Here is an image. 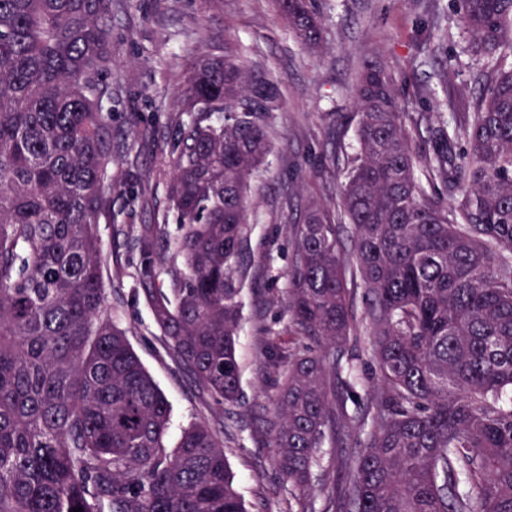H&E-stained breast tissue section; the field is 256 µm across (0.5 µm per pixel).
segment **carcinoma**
Here are the masks:
<instances>
[{"label":"carcinoma","mask_w":512,"mask_h":512,"mask_svg":"<svg viewBox=\"0 0 512 512\" xmlns=\"http://www.w3.org/2000/svg\"><path fill=\"white\" fill-rule=\"evenodd\" d=\"M277 2L320 50L315 0ZM458 13L486 59L462 119L413 116L386 62H368L340 210L285 195V323L261 329L259 355L288 512H308L315 486L324 512H512V0H458ZM111 44L112 0H0V512H247L224 425L204 417L170 444L169 403L112 315L99 235L119 161L104 111ZM279 104L233 45L198 58L166 142L180 234L169 241L164 217L135 237L133 298L219 405L241 396L247 193ZM423 123L436 125L430 152ZM425 180L459 196L430 195ZM357 282L378 378L351 414ZM345 448L356 467L338 482Z\"/></svg>","instance_id":"carcinoma-1"}]
</instances>
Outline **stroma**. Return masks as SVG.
Returning <instances> with one entry per match:
<instances>
[{
    "label": "stroma",
    "instance_id": "1",
    "mask_svg": "<svg viewBox=\"0 0 512 512\" xmlns=\"http://www.w3.org/2000/svg\"><path fill=\"white\" fill-rule=\"evenodd\" d=\"M325 18L321 53L298 42L273 0H112V132L120 161L112 167L113 221L101 225L109 253L112 304L120 326L171 405V433L194 421L204 400L168 354L148 310L132 297L136 254L131 235L164 211L170 169L162 142L173 131L185 72L200 55H220L233 42L246 68L278 83L280 110L272 118L268 169L251 184L255 208L242 300L237 353L242 398L224 418V444L234 485L248 512H285L288 486L280 479L262 419L273 389L258 353L259 322L282 329L275 299L291 263L283 208L288 187L299 200L339 202L340 168L329 131L352 109L356 74L365 55L378 52L392 66L412 112L443 102L459 111L461 97L477 92L478 58L463 50L455 0H317ZM441 44L454 63L447 84L426 50ZM272 262H265V254Z\"/></svg>",
    "mask_w": 512,
    "mask_h": 512
}]
</instances>
